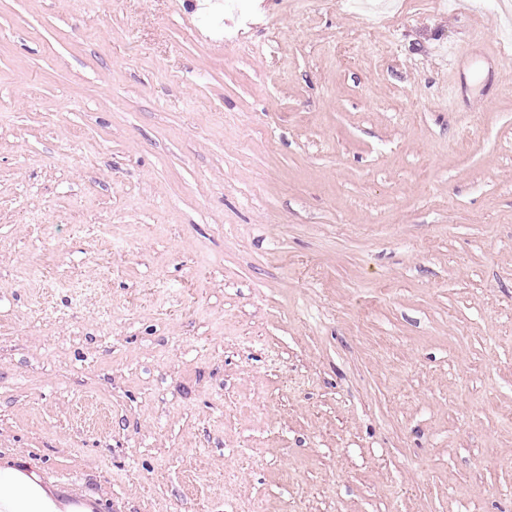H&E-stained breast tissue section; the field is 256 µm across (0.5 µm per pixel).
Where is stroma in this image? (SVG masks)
I'll list each match as a JSON object with an SVG mask.
<instances>
[{
    "mask_svg": "<svg viewBox=\"0 0 512 512\" xmlns=\"http://www.w3.org/2000/svg\"><path fill=\"white\" fill-rule=\"evenodd\" d=\"M0 0V465L94 512H512V0Z\"/></svg>",
    "mask_w": 512,
    "mask_h": 512,
    "instance_id": "1",
    "label": "stroma"
}]
</instances>
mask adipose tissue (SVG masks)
I'll return each mask as SVG.
<instances>
[{"label": "adipose tissue", "mask_w": 512, "mask_h": 512, "mask_svg": "<svg viewBox=\"0 0 512 512\" xmlns=\"http://www.w3.org/2000/svg\"><path fill=\"white\" fill-rule=\"evenodd\" d=\"M58 493L36 472L17 465L0 466V512H60Z\"/></svg>", "instance_id": "ef3b65f1"}]
</instances>
